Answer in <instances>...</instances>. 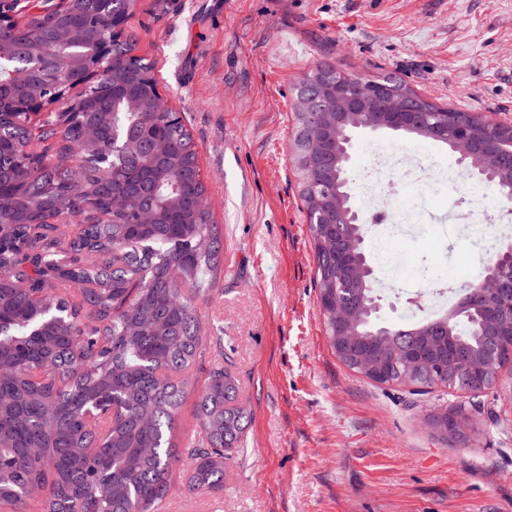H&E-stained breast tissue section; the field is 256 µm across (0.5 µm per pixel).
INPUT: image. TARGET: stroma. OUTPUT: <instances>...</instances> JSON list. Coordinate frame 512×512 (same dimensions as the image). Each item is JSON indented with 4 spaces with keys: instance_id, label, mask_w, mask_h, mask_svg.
Returning a JSON list of instances; mask_svg holds the SVG:
<instances>
[{
    "instance_id": "35a3bbf8",
    "label": "stroma",
    "mask_w": 512,
    "mask_h": 512,
    "mask_svg": "<svg viewBox=\"0 0 512 512\" xmlns=\"http://www.w3.org/2000/svg\"><path fill=\"white\" fill-rule=\"evenodd\" d=\"M124 31L191 130L224 231L176 439H193L197 387L216 362L251 416L222 494L190 492L181 463L158 512H512V386L416 392L337 361L292 162L298 81L324 60L512 125V0H136ZM420 145L356 135L349 173L373 149ZM389 250L444 279L469 247L443 253L420 237ZM441 411L467 418L465 438L431 427Z\"/></svg>"
}]
</instances>
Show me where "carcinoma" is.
<instances>
[{
	"label": "carcinoma",
	"instance_id": "cac0c4a2",
	"mask_svg": "<svg viewBox=\"0 0 512 512\" xmlns=\"http://www.w3.org/2000/svg\"><path fill=\"white\" fill-rule=\"evenodd\" d=\"M20 17L0 30V81L17 66L50 74L23 94L0 95V502L22 507L25 489L51 474L44 512H157L168 477L181 459L174 438L189 385L188 373L204 345L198 303L208 302L224 274L221 225L205 205L207 185L192 133L176 113L140 111L157 86L154 64L135 55L136 44H113L102 62L109 80L77 85L78 44L52 48L54 32L85 26L106 35L100 0H0ZM342 70L317 64L299 91ZM374 85L404 96V135L444 142L432 130L454 112L389 73ZM68 97L69 110L49 112L32 134L16 111L22 97ZM312 112L295 113L293 161L314 246L316 283L326 334L336 348L340 305L354 316L359 335L336 354L347 369L379 384L458 388V363L494 350L497 365L512 364L506 320L490 318L491 302L476 284L463 289L435 318L393 326L389 335L368 313L379 300L374 279L362 282L350 237L367 238L363 224L344 222V211L322 212L313 193L351 195L345 152L328 141L308 164ZM87 123L98 139L83 138ZM503 178L512 174V126L497 124ZM150 210L155 223H139ZM53 289L40 303L32 289ZM51 360L53 380L34 385L27 373ZM112 401L117 416L100 435L85 428L84 412ZM197 432L188 487L212 494L224 484V460L238 448L249 414L237 402V380L216 363L194 407ZM94 442L95 455L82 448ZM49 449L41 461L26 448Z\"/></svg>",
	"mask_w": 512,
	"mask_h": 512
}]
</instances>
